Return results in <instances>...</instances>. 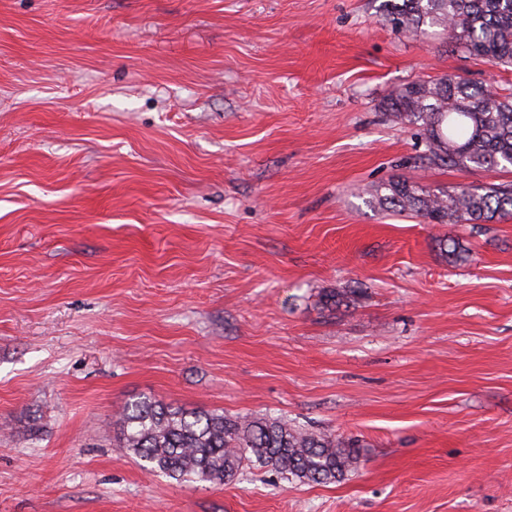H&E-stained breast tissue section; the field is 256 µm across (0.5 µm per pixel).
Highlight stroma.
I'll use <instances>...</instances> for the list:
<instances>
[{"label": "stroma", "instance_id": "stroma-1", "mask_svg": "<svg viewBox=\"0 0 512 512\" xmlns=\"http://www.w3.org/2000/svg\"><path fill=\"white\" fill-rule=\"evenodd\" d=\"M444 75L512 93L382 0H0V512H512V216L367 202L512 183L392 121ZM146 397L334 431L358 464L182 482L116 446ZM370 203L406 213L425 224H482L512 214V184L482 188L460 184L452 191L423 189L405 179L389 181L370 192Z\"/></svg>", "mask_w": 512, "mask_h": 512}]
</instances>
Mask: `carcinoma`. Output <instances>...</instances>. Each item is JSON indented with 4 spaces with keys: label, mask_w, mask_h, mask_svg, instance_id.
I'll list each match as a JSON object with an SVG mask.
<instances>
[{
    "label": "carcinoma",
    "mask_w": 512,
    "mask_h": 512,
    "mask_svg": "<svg viewBox=\"0 0 512 512\" xmlns=\"http://www.w3.org/2000/svg\"><path fill=\"white\" fill-rule=\"evenodd\" d=\"M385 18L402 33L428 27L448 35V46L493 65L512 66V0H385ZM390 116L415 129L424 157L446 167H512V94L446 75L416 80L388 98ZM371 202L425 224H482L512 214V184L453 190L423 189L405 179L370 192ZM116 447L133 452L145 468L184 482H231L256 464L288 481L339 482L355 469V443L341 434L313 431L286 419L185 411L147 399L114 420Z\"/></svg>",
    "instance_id": "obj_1"
}]
</instances>
